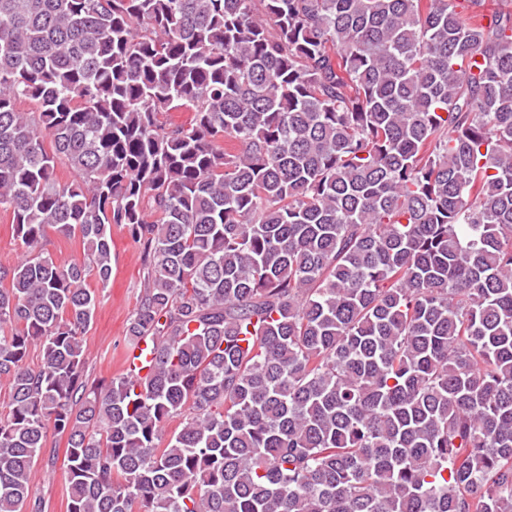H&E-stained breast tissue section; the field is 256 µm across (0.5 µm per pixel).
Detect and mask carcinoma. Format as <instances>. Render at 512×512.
Here are the masks:
<instances>
[{
    "label": "carcinoma",
    "mask_w": 512,
    "mask_h": 512,
    "mask_svg": "<svg viewBox=\"0 0 512 512\" xmlns=\"http://www.w3.org/2000/svg\"><path fill=\"white\" fill-rule=\"evenodd\" d=\"M470 3L0 0V512L51 428L68 512H512V0ZM114 224L152 359L90 386ZM27 254V248L16 236L9 214L0 213V267L16 265ZM43 243L58 263L67 264L82 259V246L77 236L67 237L54 227H48Z\"/></svg>",
    "instance_id": "1"
}]
</instances>
